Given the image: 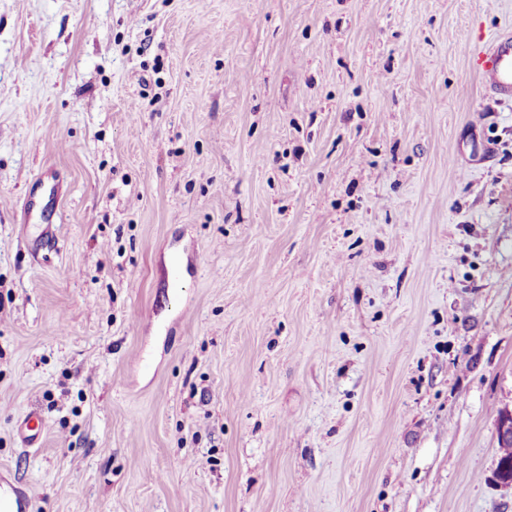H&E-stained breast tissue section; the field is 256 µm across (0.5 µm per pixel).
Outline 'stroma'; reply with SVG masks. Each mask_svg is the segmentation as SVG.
I'll list each match as a JSON object with an SVG mask.
<instances>
[{
    "instance_id": "35a3bbf8",
    "label": "stroma",
    "mask_w": 512,
    "mask_h": 512,
    "mask_svg": "<svg viewBox=\"0 0 512 512\" xmlns=\"http://www.w3.org/2000/svg\"><path fill=\"white\" fill-rule=\"evenodd\" d=\"M506 32L512 0H0L34 512H512ZM477 64L485 88L499 99H512V35L498 36L479 53ZM43 428L41 415L37 411H31L19 421L17 435L24 445L34 448L42 439Z\"/></svg>"
}]
</instances>
